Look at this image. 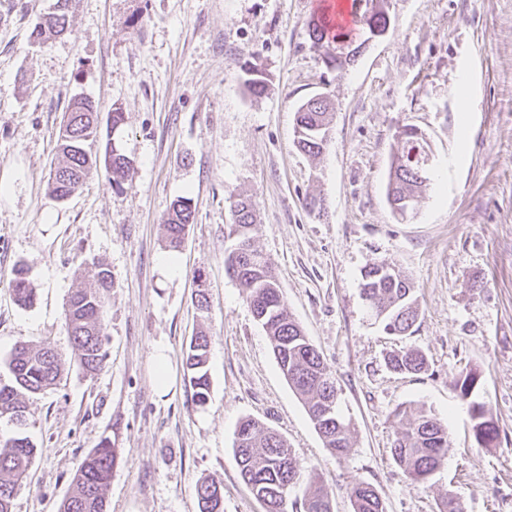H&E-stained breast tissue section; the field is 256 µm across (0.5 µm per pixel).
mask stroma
<instances>
[{
    "mask_svg": "<svg viewBox=\"0 0 512 512\" xmlns=\"http://www.w3.org/2000/svg\"><path fill=\"white\" fill-rule=\"evenodd\" d=\"M55 0H0V379L19 342L51 345L55 386L27 396L24 429L36 453L12 512H58L86 455L110 439L119 459L107 512H199L196 484L224 486V512H263L243 483L234 433L245 418L285 437L303 476L319 475L334 512H352V483L371 485L385 512H512V0H387L383 35L328 69L309 27L313 0H75L64 35L30 33ZM261 68L263 94L245 85ZM324 94L335 105L318 156L294 144L296 109ZM125 114L133 165L113 183L93 171L69 199L48 192L57 135L73 97ZM423 136L429 180L407 218L386 196L399 133ZM249 198L255 246L274 264L289 312L323 354L353 424L352 446L331 454L289 387L268 337L224 269L231 203ZM191 198L175 270L164 262L163 217ZM321 199L322 211L305 200ZM112 273L103 328L107 360L86 373L66 302ZM389 264L412 282L415 331L387 334L361 293L362 273ZM36 299L16 304L17 265ZM204 281L211 308L193 306ZM211 339L210 394L195 405L182 359L196 329ZM416 347L419 374L387 356ZM174 378L156 381V348ZM481 373L471 400L455 382ZM487 403L496 446L473 445L471 401ZM430 411L448 427V457L411 485L390 449L397 407Z\"/></svg>",
    "mask_w": 512,
    "mask_h": 512,
    "instance_id": "35a3bbf8",
    "label": "stroma"
}]
</instances>
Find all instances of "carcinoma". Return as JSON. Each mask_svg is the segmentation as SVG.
I'll return each instance as SVG.
<instances>
[{
  "instance_id": "cac0c4a2",
  "label": "carcinoma",
  "mask_w": 512,
  "mask_h": 512,
  "mask_svg": "<svg viewBox=\"0 0 512 512\" xmlns=\"http://www.w3.org/2000/svg\"><path fill=\"white\" fill-rule=\"evenodd\" d=\"M72 0H56L55 11L37 24L31 37L42 43L64 34L68 29V12ZM249 91L260 94L265 90L262 72L257 66H246ZM332 103L316 95L296 111V147L317 156L323 149L322 138L329 129ZM106 123L105 138H100L101 123ZM124 113L115 108L101 119L98 105L88 98L75 99L64 113L58 133L61 160L51 170L48 187L51 195L63 200L83 183L98 162V150L108 155L110 146L118 153L112 156V180L117 182L127 174V164L121 144ZM403 140L397 155L399 164L390 167L387 190L393 204L408 196L418 197L426 182L427 153L414 128L404 127ZM191 199L174 200L164 219L165 247L177 252L183 245L185 230L194 223ZM257 216L250 200L240 198L233 209L230 234L235 236L239 257L228 252L224 258L227 274L243 290L253 317L270 339L277 364L290 388L303 401L307 414L324 447L340 455L350 448L351 422L338 407V388L332 371L321 354L310 343L302 326L288 312L274 267L270 259L253 242L251 230ZM90 272L97 282L95 289H80L72 293L67 304L70 333L82 368L88 373L102 369L106 352L101 317L105 293L112 288L111 272L94 265ZM362 293L370 312L385 323V329L396 335L412 333L419 318L413 299V285L393 266L373 264L362 273ZM12 289L16 302L33 304L34 289L24 267L15 268ZM210 336L200 330L190 340L186 356L184 379L192 390V400L203 405L210 393L207 369ZM386 365L400 374H417L427 362L421 350L410 347L395 351ZM8 367L11 379L0 382V418H7L20 427L26 422L28 394H37L56 383L60 374L58 354L48 345L33 348L17 345L11 352ZM481 374L469 370L459 376L456 388L461 398L471 397ZM476 447L488 448L497 443L500 429L491 409L484 403H471ZM394 417L400 431L391 448L394 462L406 479L414 485L426 483L447 460L448 431L435 416L422 409L401 406ZM234 452L239 473L264 512H288L290 492L299 483L301 472L286 439L277 431L253 419H243L235 431ZM35 448L28 437L17 434L9 438L0 450V512H11L16 490L32 464ZM118 462L117 449L107 439L84 458L71 480V491L64 498L60 512H105V490ZM199 512H224V490L213 478L196 485ZM352 512H385L376 491L368 484L356 482L350 488ZM300 512H333L328 494L310 478L299 504Z\"/></svg>"
}]
</instances>
